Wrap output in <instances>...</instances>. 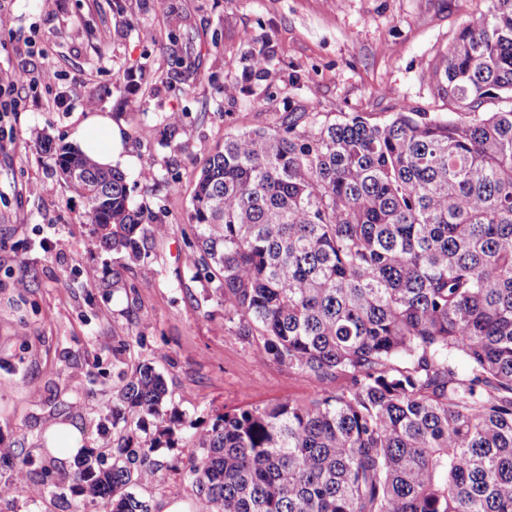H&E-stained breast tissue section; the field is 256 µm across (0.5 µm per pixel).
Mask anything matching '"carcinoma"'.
Masks as SVG:
<instances>
[{"label": "carcinoma", "instance_id": "carcinoma-1", "mask_svg": "<svg viewBox=\"0 0 512 512\" xmlns=\"http://www.w3.org/2000/svg\"><path fill=\"white\" fill-rule=\"evenodd\" d=\"M264 80L270 56L245 57ZM448 115L290 111L224 137L197 178L186 266L257 357L342 384L216 416L191 435L194 512H512V0H489L434 60ZM507 103L494 112L481 107ZM183 113L165 115L172 141ZM92 252L151 273L167 225L125 173L42 143ZM112 439L65 475L105 512H152L132 489L188 424L150 363L122 368ZM468 363L458 369L457 357ZM0 496L31 479L0 452Z\"/></svg>", "mask_w": 512, "mask_h": 512}]
</instances>
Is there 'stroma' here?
<instances>
[{
	"label": "stroma",
	"instance_id": "obj_1",
	"mask_svg": "<svg viewBox=\"0 0 512 512\" xmlns=\"http://www.w3.org/2000/svg\"><path fill=\"white\" fill-rule=\"evenodd\" d=\"M487 0H0V68L16 77L0 96V448L44 454L43 432L64 418L86 447L117 381L112 349L161 372L172 402L197 427L252 405L306 399L327 385L275 361L259 362L254 338L238 335L224 304L184 264L192 196L224 136L274 127L288 111L321 116L393 112L409 104L443 111L429 65ZM180 36L171 39L172 18ZM252 42H244L243 34ZM265 46L269 83L245 80L242 56ZM52 83H42L43 72ZM239 87L224 97L225 82ZM123 133L117 163L136 202L168 226L152 251L153 273L124 272L118 255L87 252L83 205L53 185L44 140L75 144L87 101ZM183 115L174 142L152 135ZM152 168L156 179L140 178ZM26 279V288L17 280ZM70 374L57 377V367ZM153 512H190L185 471L139 489ZM68 486L33 499L30 487L0 497V512H73Z\"/></svg>",
	"mask_w": 512,
	"mask_h": 512
}]
</instances>
